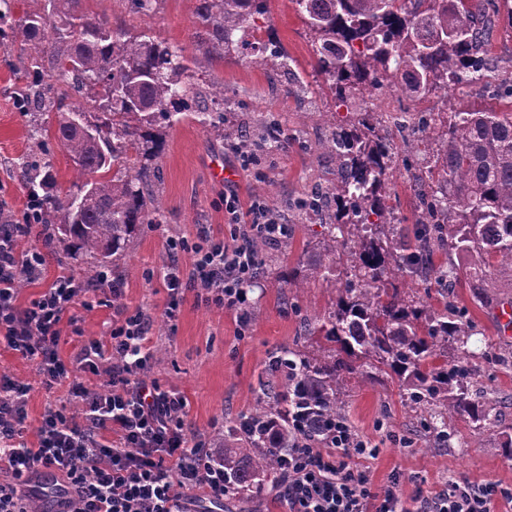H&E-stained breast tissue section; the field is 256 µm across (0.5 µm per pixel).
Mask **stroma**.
I'll return each mask as SVG.
<instances>
[{
  "label": "stroma",
  "instance_id": "1",
  "mask_svg": "<svg viewBox=\"0 0 512 512\" xmlns=\"http://www.w3.org/2000/svg\"><path fill=\"white\" fill-rule=\"evenodd\" d=\"M267 6L265 24L288 52L292 69L308 84L305 98H284L282 86L287 75L254 54L229 51L213 73L224 82L225 115L244 123L253 141L265 135L269 120H276L284 147L258 154L257 164L245 166L234 145L211 140L194 120L161 129L160 174L149 191L163 202L164 219L142 226L113 274L123 288L125 308H140L151 316L148 346L155 362L149 375L186 397L188 435L197 442L237 424L259 403L261 383L268 380V368L283 347L296 346L312 355L320 352V341L305 335L307 321L332 311L335 296L320 282L307 281L297 287L287 279L289 269L306 266L316 258L322 240L319 223L298 217L291 209L293 201L336 182L335 165L316 149L326 132L324 114L335 113L337 121L343 122L366 110L438 112L459 106L512 110L510 101L453 86L420 101L386 89L369 98L351 97L346 105L337 106L316 69L313 37L293 0H268ZM82 7L106 14L116 30L143 31L186 47L195 40L192 0H158L155 12L148 16L130 13L124 0H84ZM19 48L10 30L0 31V203L18 216L24 211L27 195L17 165L21 158L37 153L31 131L49 119L48 114H25L17 107L22 85L16 74ZM217 160L234 170L232 187L242 204L257 197L260 184L271 186L267 204L281 223L289 225L291 245L285 252L279 246L264 245L262 256L271 271L247 291L244 312L250 314L248 323H241L242 312L197 303L191 292L176 320L171 321L164 315L166 290L159 277L167 262L168 240L184 239L191 244L205 239L232 240L233 227L224 215L225 184L213 174ZM85 262L84 255L55 245L43 278L19 287V303H29L60 272L78 273ZM453 264L462 283L459 302L478 329L470 346L482 354L479 381L505 422L512 424V328H502L497 321L498 310L512 305V278L481 274L465 253L454 255ZM113 314L109 305L88 311L82 304H74L69 320L61 324L60 357L70 360L82 342L103 338ZM1 372L33 385L23 439L36 445L37 428L55 398L37 386L34 364L3 342ZM344 416L375 450L374 458L367 461L374 490L385 488L395 474L407 499L421 490L440 489L451 477L512 487V460L502 451L503 435L475 436L465 419L455 417L448 422L451 439L440 440L408 408L396 386L361 375L351 378Z\"/></svg>",
  "mask_w": 512,
  "mask_h": 512
}]
</instances>
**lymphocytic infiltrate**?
Returning a JSON list of instances; mask_svg holds the SVG:
<instances>
[{
  "mask_svg": "<svg viewBox=\"0 0 512 512\" xmlns=\"http://www.w3.org/2000/svg\"><path fill=\"white\" fill-rule=\"evenodd\" d=\"M224 210L234 222L243 213L249 218L238 243L208 240L191 248L169 241L170 254L190 249L195 260L188 277L175 259L163 269L168 319L176 318L191 289L205 305L241 309L261 263L253 240L275 243L286 234V225L262 199L244 209L228 190ZM38 211L28 202L22 223L0 225V339L35 364L46 392L67 386L82 409L76 416L62 407L49 410L36 446L28 447L21 436L31 386L0 376V512H28L29 498L48 473L63 485L56 512H196L201 499L223 512L224 466L201 444L189 442L185 397L146 377L153 357L145 348L151 319L144 311L117 309L105 340L87 341L69 363L58 354L60 324L69 308L79 301L93 309L99 297L121 295L120 286L106 275L88 282L63 272L27 305L18 303L19 281L43 275L44 252L24 253L18 245ZM81 370L106 375L105 391L89 389L77 376ZM313 420L305 407L293 421L299 440L288 451L281 480L288 512H493L497 500H512L511 487L464 477L410 500L396 478L374 491L369 471L359 464L370 454L367 441L340 419L327 428L323 442H313L305 437Z\"/></svg>",
  "mask_w": 512,
  "mask_h": 512,
  "instance_id": "lymphocytic-infiltrate-1",
  "label": "lymphocytic infiltrate"
}]
</instances>
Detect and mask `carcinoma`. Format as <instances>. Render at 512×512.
<instances>
[{
    "label": "carcinoma",
    "instance_id": "carcinoma-1",
    "mask_svg": "<svg viewBox=\"0 0 512 512\" xmlns=\"http://www.w3.org/2000/svg\"><path fill=\"white\" fill-rule=\"evenodd\" d=\"M82 0H44L38 11L15 13L0 0V28L20 42L24 112H49L34 129L40 157L22 159L28 193L43 199L42 223L60 243L90 258L82 277L94 279L124 256L144 224H159L160 203L146 191L158 174L156 129L192 113L221 142L242 136L224 115V82L199 81L232 48L257 51L291 71L281 44L254 37L265 0H196L192 50L145 32L114 30ZM314 36L318 72L336 106L388 87L412 99L438 89L481 91L489 66L491 25L512 0H292ZM73 60L71 69L63 63ZM86 97L91 108L65 100ZM93 129L75 127L77 115ZM318 149L336 162V185L303 198L298 210L323 228V254L303 278L336 292V308L308 329L332 344L321 357L284 348L266 400L248 414L246 431L231 427L211 440L224 464V495L241 496L278 477L288 439L275 441L268 422L288 430L299 397L317 420L342 417L348 380L355 375L397 384L408 406L449 438L448 418L464 416L481 434L502 426L500 412L480 386L476 353L468 346L475 324L457 305L454 265L436 252L465 251L480 267L512 275V113L488 110L360 112L346 124L328 120ZM428 140L421 151L418 143ZM73 162L76 180L57 185L51 141ZM412 181V236L394 241L397 218L388 184L397 162ZM92 186L81 209L75 197ZM440 283L436 305L418 295Z\"/></svg>",
    "mask_w": 512,
    "mask_h": 512
}]
</instances>
